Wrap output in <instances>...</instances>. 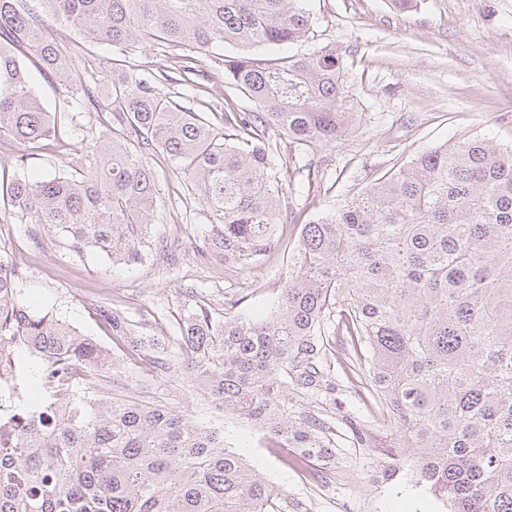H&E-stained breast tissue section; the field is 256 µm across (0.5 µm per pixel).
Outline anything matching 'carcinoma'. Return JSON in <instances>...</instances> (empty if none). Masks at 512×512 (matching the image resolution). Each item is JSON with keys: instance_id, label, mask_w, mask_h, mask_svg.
<instances>
[{"instance_id": "cac0c4a2", "label": "carcinoma", "mask_w": 512, "mask_h": 512, "mask_svg": "<svg viewBox=\"0 0 512 512\" xmlns=\"http://www.w3.org/2000/svg\"><path fill=\"white\" fill-rule=\"evenodd\" d=\"M30 2L0 0V141L17 148L1 224H44L78 250L137 263L153 245L146 151H158L207 212L198 255L244 269L278 242L283 180L304 189L308 154L358 120L335 51L258 55L308 39L306 0H39L82 39L112 45V126L80 147L76 169L31 181L28 160L58 139L61 121L17 47L62 85L82 79L69 51L43 38ZM146 39L183 50L177 66L141 68L127 49ZM203 58L224 65V83L254 111L227 107L216 127L173 100L170 86L194 88ZM273 134L296 157L286 176ZM18 279L0 255V372L13 374L19 346L50 359L25 382L45 398L0 414V512H312L214 425L104 395L99 372L112 364L115 391L126 371L92 338L29 311ZM98 316L126 356L170 368L174 351L134 321L106 306ZM175 340L214 412L295 449L289 466L309 485L336 477L341 422L351 445L383 459L377 481L412 467L451 512H512V145L470 136L389 169L302 226L274 312L218 320L199 306ZM346 398L368 419L343 412Z\"/></svg>"}]
</instances>
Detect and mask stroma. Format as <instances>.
Wrapping results in <instances>:
<instances>
[{"label":"stroma","mask_w":512,"mask_h":512,"mask_svg":"<svg viewBox=\"0 0 512 512\" xmlns=\"http://www.w3.org/2000/svg\"><path fill=\"white\" fill-rule=\"evenodd\" d=\"M315 37L303 47L336 50L350 73L349 100L360 116L336 144L311 156L318 176L303 194H284L286 222L277 247L251 268L226 270L194 253L210 225L198 201L186 197L168 161L150 154L157 172L155 246L141 263L114 265L90 251H77L59 232L41 224H1L0 250L10 253L22 275L17 283L30 311L49 313L94 338L115 358L119 345L99 324L95 308L107 305L139 322L140 333L171 344L179 323L198 305L223 318L227 302L237 312L270 313L285 284L290 225L312 221L365 188L377 173L407 162L428 147L482 135L512 145V0H412L407 9L393 0H308ZM44 34L71 46L75 70L96 100L112 80V47L75 39L53 20ZM32 85L49 112L61 115L59 140L38 150L26 174L42 180L76 162L75 146L105 133L108 112L74 107L71 94L26 58ZM196 93L180 105L220 123L226 106L253 111V103L225 84L212 61H204ZM186 367L174 358L170 372L154 376L156 400L186 411L203 423H217L227 446L243 453L257 470L289 492L314 501L313 512H450L410 470L391 483L375 482L378 462L369 451L351 448L336 435L338 476L329 489L308 485L299 473L268 453L267 440L232 419L215 421L212 409L184 380Z\"/></svg>","instance_id":"35a3bbf8"}]
</instances>
